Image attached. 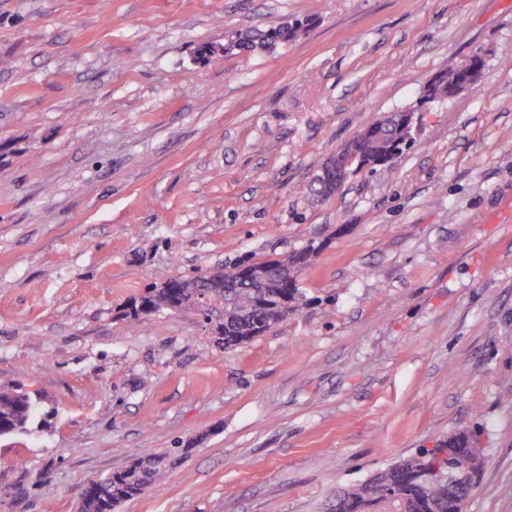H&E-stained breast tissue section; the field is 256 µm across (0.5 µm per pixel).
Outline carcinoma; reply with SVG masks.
Segmentation results:
<instances>
[{
	"label": "carcinoma",
	"instance_id": "1",
	"mask_svg": "<svg viewBox=\"0 0 512 512\" xmlns=\"http://www.w3.org/2000/svg\"><path fill=\"white\" fill-rule=\"evenodd\" d=\"M301 25L288 23L278 27L240 34L224 44L226 53H252L259 49L286 44L297 37ZM456 76L453 70L439 73V80L427 82L421 102L428 104L448 99ZM379 139L363 140L357 148L365 155L401 154L413 145V132L398 129L389 116ZM318 247H306L266 261L239 260L224 268L226 287L212 285L202 276L178 277L146 289L134 302V315L172 310L180 305L197 310L212 323L217 343L230 349L263 335L288 316L281 312L283 303L299 305L303 293L296 278H271L263 285L244 283L249 271L265 270L298 273L311 264ZM36 411L30 394L14 395L10 388H0V437L28 432ZM477 445V432L458 428L438 447L421 449L401 462L376 471L362 483L336 493L333 512H448V504L470 493L485 467L482 452L469 448ZM185 458L183 449L165 452L149 449L134 453L125 469L98 480L84 494L87 512H114L121 503L142 495L161 484Z\"/></svg>",
	"mask_w": 512,
	"mask_h": 512
}]
</instances>
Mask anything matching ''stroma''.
Segmentation results:
<instances>
[{
	"instance_id": "obj_1",
	"label": "stroma",
	"mask_w": 512,
	"mask_h": 512,
	"mask_svg": "<svg viewBox=\"0 0 512 512\" xmlns=\"http://www.w3.org/2000/svg\"><path fill=\"white\" fill-rule=\"evenodd\" d=\"M475 51L477 89L313 202L331 152ZM312 242L298 310L237 348L131 316ZM0 387L37 408L0 438V512H78L177 447L116 512H326L460 427L486 458L464 512H512V0H0ZM298 22V25L288 23L266 30L240 34L235 39L224 43V53H252L258 49L268 50L270 47L286 44L297 37V31L303 25L302 21ZM185 456L183 448H172L165 452L149 449L137 451L129 466L98 479L84 491L89 498L87 512H114L121 503L161 484Z\"/></svg>"
}]
</instances>
